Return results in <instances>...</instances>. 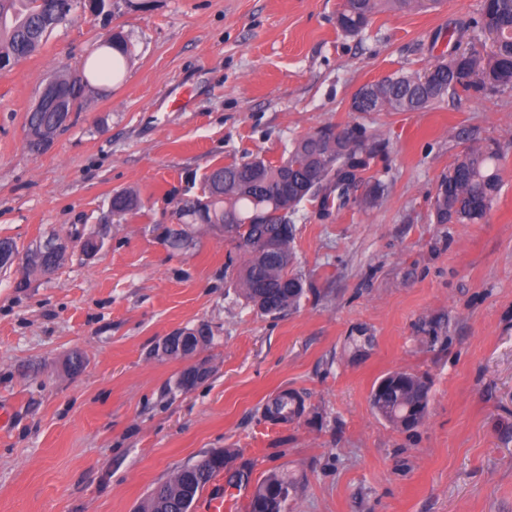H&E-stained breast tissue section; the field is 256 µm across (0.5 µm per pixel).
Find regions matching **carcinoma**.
Returning a JSON list of instances; mask_svg holds the SVG:
<instances>
[{"label": "carcinoma", "mask_w": 512, "mask_h": 512, "mask_svg": "<svg viewBox=\"0 0 512 512\" xmlns=\"http://www.w3.org/2000/svg\"><path fill=\"white\" fill-rule=\"evenodd\" d=\"M383 0H344L337 14V25L346 34L354 35L368 26ZM81 0H70L66 12L47 8L46 0H0V70L33 55L47 41L57 25L67 20ZM491 37L489 53L460 50L455 46L442 60L434 75V83L424 85L420 74H401L367 85L372 96L367 103L353 102V112H418L448 94L501 91L512 88V0H488L481 13L467 23ZM67 92L72 110L79 111L89 90L86 77L75 79L63 69L54 75ZM57 123L55 112H31L25 124L28 148L36 153L47 150L53 140L37 134L43 127ZM334 126L328 124L299 139L288 157L275 164L261 158L232 162L215 170L221 181L206 185L213 200L200 199L185 204L184 215L192 223L208 230L215 225H233L227 239L234 242L241 254L240 265L228 258L224 272L236 268L233 285L261 314L277 316L300 306L306 296L305 280L294 269L293 243L295 225L291 217L304 200L316 201L320 210L349 206L375 207L383 199L379 182L370 191L357 196L361 173L369 168L375 150L359 132H351V141L333 138ZM497 151L487 146L468 147L441 176L433 197V211L438 224H474L490 210L499 189V176L492 162ZM141 206L137 194L119 192L112 197V211L125 214ZM107 228L101 226L89 233L75 232L73 238L82 246L104 241ZM59 237L48 236L34 247L27 248L24 279L17 287L27 286L35 273L45 274L57 269L65 253L56 248ZM275 245L270 254L264 245ZM164 243L173 252H188L196 246L191 227L169 228ZM184 349L169 348L163 359L186 360L209 345L212 337L201 332L187 333ZM391 384L375 396L372 408L387 422L409 431L423 424L429 404L430 383L425 376L406 371L390 373ZM307 410L306 398L294 390L274 395L264 407V415L275 423H293ZM233 454L224 453L225 488L249 491L246 512H288V501L295 489V480L285 473L271 471L253 481L252 464L233 467ZM216 473L197 464L181 467L170 479L151 492L138 512H187L196 495Z\"/></svg>", "instance_id": "cac0c4a2"}]
</instances>
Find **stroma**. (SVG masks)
Listing matches in <instances>:
<instances>
[{"label":"stroma","instance_id":"obj_1","mask_svg":"<svg viewBox=\"0 0 512 512\" xmlns=\"http://www.w3.org/2000/svg\"><path fill=\"white\" fill-rule=\"evenodd\" d=\"M342 0H112L79 13L0 73V239L26 249L107 225L94 257L69 248L56 273L0 271V512H137L154 487L215 450L254 478L298 482L290 512H512V89L446 96L421 112H354L353 95L420 73L483 0H428L336 24ZM121 34L131 61L93 81L81 112L42 154L25 122L43 84L84 71ZM357 127L376 147L364 174L380 206L320 216L301 203L298 310L261 315L224 277L232 249L204 231L170 251L163 227L215 167L278 161L317 128ZM498 149L500 188L483 220L439 224L440 176L470 145ZM140 209L114 215L115 193ZM210 330L209 377L183 392L160 336ZM83 354L80 372L67 368ZM426 375L412 431L372 409L375 381ZM307 394L298 422L263 410Z\"/></svg>","mask_w":512,"mask_h":512}]
</instances>
